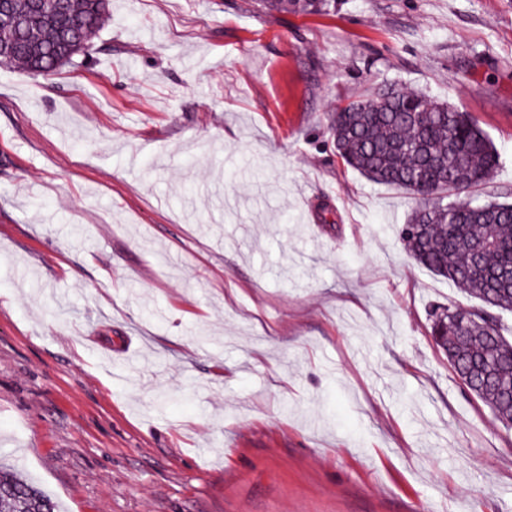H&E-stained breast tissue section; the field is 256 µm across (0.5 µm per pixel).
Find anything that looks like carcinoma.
Returning <instances> with one entry per match:
<instances>
[{
    "label": "carcinoma",
    "instance_id": "1",
    "mask_svg": "<svg viewBox=\"0 0 512 512\" xmlns=\"http://www.w3.org/2000/svg\"><path fill=\"white\" fill-rule=\"evenodd\" d=\"M18 21L0 25V63L36 76L57 74L102 29L110 0H64L38 15L30 0H0ZM268 13L324 14L337 0H257ZM330 133L336 154L377 184L416 199L400 237L421 267L464 289L479 306H437L429 335L466 390L512 428V342L500 314L512 313V203L488 190L501 155L468 113L397 83L336 107ZM0 512H56V504L0 464Z\"/></svg>",
    "mask_w": 512,
    "mask_h": 512
}]
</instances>
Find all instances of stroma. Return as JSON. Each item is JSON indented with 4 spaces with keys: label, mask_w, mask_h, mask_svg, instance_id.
Here are the masks:
<instances>
[{
    "label": "stroma",
    "mask_w": 512,
    "mask_h": 512,
    "mask_svg": "<svg viewBox=\"0 0 512 512\" xmlns=\"http://www.w3.org/2000/svg\"><path fill=\"white\" fill-rule=\"evenodd\" d=\"M396 82L472 114L512 200V0H112L0 65V462L57 512H512V429L429 334L415 201L337 157ZM267 13L324 14L334 12L337 0H257Z\"/></svg>",
    "instance_id": "1"
}]
</instances>
